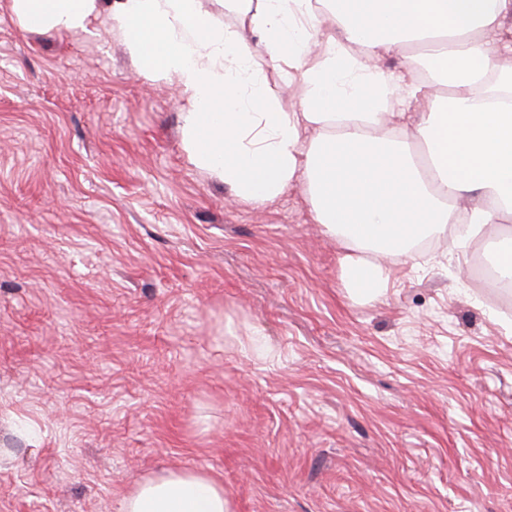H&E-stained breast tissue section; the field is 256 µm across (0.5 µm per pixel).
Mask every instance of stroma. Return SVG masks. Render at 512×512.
Instances as JSON below:
<instances>
[{
  "label": "stroma",
  "instance_id": "1",
  "mask_svg": "<svg viewBox=\"0 0 512 512\" xmlns=\"http://www.w3.org/2000/svg\"><path fill=\"white\" fill-rule=\"evenodd\" d=\"M0 0V512H117L195 469L230 512H512V218L387 259L358 299L301 185L235 201L185 102Z\"/></svg>",
  "mask_w": 512,
  "mask_h": 512
}]
</instances>
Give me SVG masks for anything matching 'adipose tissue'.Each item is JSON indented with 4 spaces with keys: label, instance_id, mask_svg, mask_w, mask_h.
<instances>
[{
    "label": "adipose tissue",
    "instance_id": "obj_1",
    "mask_svg": "<svg viewBox=\"0 0 512 512\" xmlns=\"http://www.w3.org/2000/svg\"><path fill=\"white\" fill-rule=\"evenodd\" d=\"M28 27L85 29L99 0H13ZM261 36L204 12L201 0H113L110 26L131 55L175 81L187 104L184 144L193 164L262 206L304 185L316 223L351 248L342 271L351 294L379 296L382 260L466 225L474 237L512 215V65L485 40L512 18V0H224ZM336 32L323 36L322 12ZM412 42L435 82L406 81L376 65ZM284 84L299 80L298 111L280 109L258 80L259 63ZM448 98L435 96L434 83ZM430 99L403 133L387 126L390 103ZM311 129L319 135L302 146ZM421 142L424 153L413 144ZM474 193L478 202L460 209ZM376 261H369V254ZM120 512H229L224 486L196 470L139 482Z\"/></svg>",
    "mask_w": 512,
    "mask_h": 512
}]
</instances>
